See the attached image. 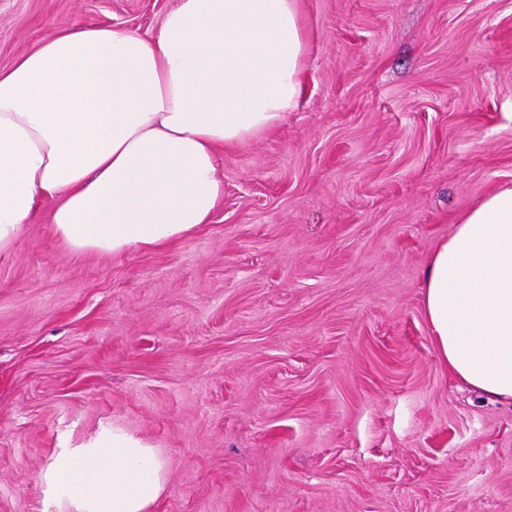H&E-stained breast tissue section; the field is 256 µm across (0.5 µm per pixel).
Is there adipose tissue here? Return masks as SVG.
<instances>
[{
  "label": "adipose tissue",
  "instance_id": "obj_1",
  "mask_svg": "<svg viewBox=\"0 0 512 512\" xmlns=\"http://www.w3.org/2000/svg\"><path fill=\"white\" fill-rule=\"evenodd\" d=\"M298 0H178L144 34L73 24L0 69V253L39 203L74 252L180 241L224 204L222 150L277 129L303 92ZM423 310L457 380L512 403V185L462 213L429 257ZM74 512H148L153 449L101 436L43 476Z\"/></svg>",
  "mask_w": 512,
  "mask_h": 512
}]
</instances>
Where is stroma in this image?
I'll list each match as a JSON object with an SVG mask.
<instances>
[{
	"label": "stroma",
	"instance_id": "stroma-1",
	"mask_svg": "<svg viewBox=\"0 0 512 512\" xmlns=\"http://www.w3.org/2000/svg\"><path fill=\"white\" fill-rule=\"evenodd\" d=\"M177 0H0V68ZM299 107L225 151L224 205L157 250L74 253L43 203L0 254V512H73L63 448L139 439L151 512H512V404L462 387L431 253L512 184V0H299Z\"/></svg>",
	"mask_w": 512,
	"mask_h": 512
}]
</instances>
